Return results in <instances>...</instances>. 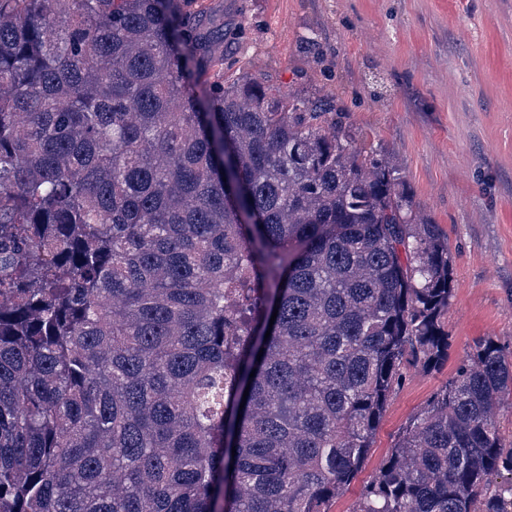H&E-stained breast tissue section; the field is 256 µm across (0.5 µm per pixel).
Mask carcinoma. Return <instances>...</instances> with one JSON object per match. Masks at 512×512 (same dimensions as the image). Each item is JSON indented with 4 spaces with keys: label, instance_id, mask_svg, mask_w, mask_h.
<instances>
[{
    "label": "carcinoma",
    "instance_id": "1",
    "mask_svg": "<svg viewBox=\"0 0 512 512\" xmlns=\"http://www.w3.org/2000/svg\"><path fill=\"white\" fill-rule=\"evenodd\" d=\"M198 7L0 0V512H330L448 362L439 225ZM511 395L475 339L354 512H512Z\"/></svg>",
    "mask_w": 512,
    "mask_h": 512
}]
</instances>
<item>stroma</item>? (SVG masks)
<instances>
[{
	"instance_id": "1",
	"label": "stroma",
	"mask_w": 512,
	"mask_h": 512,
	"mask_svg": "<svg viewBox=\"0 0 512 512\" xmlns=\"http://www.w3.org/2000/svg\"><path fill=\"white\" fill-rule=\"evenodd\" d=\"M224 74L337 99L448 238V361L412 371L331 512H353L405 425L472 342L512 353V0H201Z\"/></svg>"
}]
</instances>
